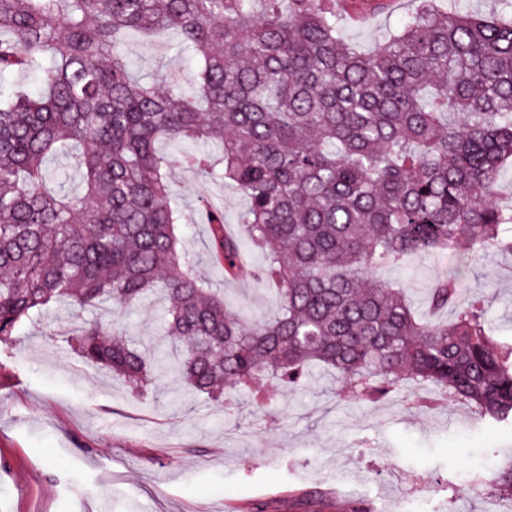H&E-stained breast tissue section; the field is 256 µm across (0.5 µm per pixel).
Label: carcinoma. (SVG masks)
<instances>
[{
    "label": "carcinoma",
    "mask_w": 512,
    "mask_h": 512,
    "mask_svg": "<svg viewBox=\"0 0 512 512\" xmlns=\"http://www.w3.org/2000/svg\"><path fill=\"white\" fill-rule=\"evenodd\" d=\"M496 17L417 0L372 53L347 42L336 0H0V344L50 303L130 307L160 289L173 359L110 319L67 340L146 396L165 376L218 404L264 377L334 370L378 402L407 380L512 428V336L481 294L460 305L466 262L429 289L424 322L404 289L366 275L411 255L512 253V210L494 197L512 166V0ZM180 35L190 88L134 77L128 39ZM174 146L162 153L159 143ZM216 143L220 155L204 149ZM52 156L80 190L48 186ZM233 183L242 237L207 210L213 260L257 276L275 312L253 322L206 286L180 248L171 174ZM512 497V462L493 477Z\"/></svg>",
    "instance_id": "carcinoma-1"
}]
</instances>
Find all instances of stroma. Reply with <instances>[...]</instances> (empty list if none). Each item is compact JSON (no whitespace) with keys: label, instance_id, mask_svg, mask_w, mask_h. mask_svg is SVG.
Listing matches in <instances>:
<instances>
[{"label":"stroma","instance_id":"stroma-1","mask_svg":"<svg viewBox=\"0 0 512 512\" xmlns=\"http://www.w3.org/2000/svg\"><path fill=\"white\" fill-rule=\"evenodd\" d=\"M388 3L362 21L342 20L345 36L375 50L413 7L412 0ZM125 50L141 77L193 69L172 34L150 44L129 39ZM171 180L185 217L181 246L197 274L225 289L243 318L270 314L261 282L225 278L210 260L199 190L223 205L233 236L245 197L232 184H204L186 170ZM448 264L444 254L416 255L377 277L405 288L422 309ZM476 271L489 286L491 329L512 336V256L482 260ZM162 315L157 295L118 312L131 334L147 338ZM96 316L53 304L15 344L0 346V512H99L102 504L109 512H303L298 499L310 492L323 500L364 498L376 512H408L424 486L425 512H512V498L468 484L470 473L512 458V430L489 432L465 405L423 410L399 395L374 405L341 403L340 379L322 367L292 390L266 382L272 413L245 393L232 408L212 404L171 379L144 399L62 342V331ZM323 500L317 512H327Z\"/></svg>","mask_w":512,"mask_h":512}]
</instances>
